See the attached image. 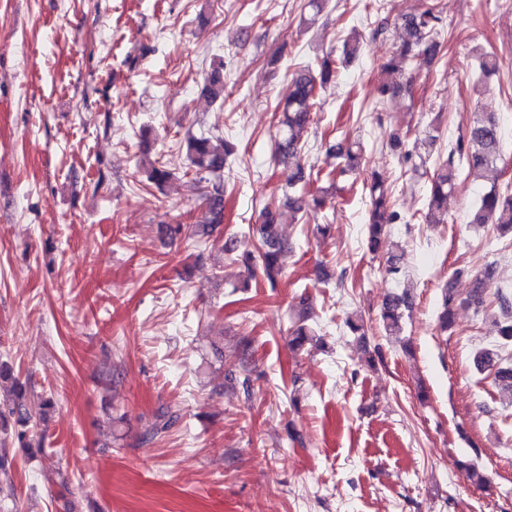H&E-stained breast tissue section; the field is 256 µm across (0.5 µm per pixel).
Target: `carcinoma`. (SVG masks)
Masks as SVG:
<instances>
[{
  "mask_svg": "<svg viewBox=\"0 0 512 512\" xmlns=\"http://www.w3.org/2000/svg\"><path fill=\"white\" fill-rule=\"evenodd\" d=\"M442 25L440 11L433 4L425 9L409 13L400 18V28L404 40L399 48L391 52L384 70L391 74L404 71L407 62L417 56H425L432 60L440 49L435 36ZM336 77V69L329 60H324L319 69L309 68L298 72L292 79L288 97L279 104L276 120L279 138L276 142V158L287 164L300 157L304 147L303 134L313 122L312 108L316 98L320 96L328 84ZM383 96L396 98L411 93V81H392L379 88ZM203 93L213 101L224 99V62H219L208 73L203 86ZM504 141V130L492 113H483L469 123L466 134L455 141L448 150L447 158L442 160L430 178V191L427 200V218L432 224L443 222L447 211L448 195L455 188L460 166L465 163L468 168L479 174L488 170L501 158ZM186 153L191 167L195 172L196 181L204 184V197L208 217L203 224V232L215 229L224 221V165L232 154V147L220 137L189 136L186 141ZM329 157L338 159L336 168L341 174L355 173L362 164V147L359 142L333 144L326 150ZM148 181L156 187H162L172 174L158 160L149 163ZM310 179L304 167L295 164L293 180L288 182V195L281 203L272 202L267 205L262 215V222L252 225V236L256 239L253 249L238 250L237 242L227 247V254L235 261L241 262L248 270L261 269L270 287H276L282 269L280 258L289 249L288 240L279 232L282 210H288V221L295 223L302 219L303 213L310 205H319L320 200L308 202L305 194ZM401 215L387 195L383 181L376 177L371 185L370 211L368 217L369 251L376 253L384 243L383 225L400 222ZM472 224H495L504 231L512 232V191L500 192L494 188L481 194L470 214ZM493 270L485 269L474 277L472 287L466 297L460 299L453 286L444 288L441 297L438 323L441 331L450 330L454 324L455 309L466 305L476 310L486 306L488 288L493 281ZM493 304L498 313L491 315L496 335L505 345L512 346V291L499 288L494 292ZM410 307V297L404 293L394 295L385 300L381 308V320L385 330L397 334L401 330L403 310ZM309 306H304L297 315V325L291 330L290 344L295 348L303 346L307 336L311 335L306 322L310 319ZM480 368H494L495 379L507 384L512 391V364L500 365L486 353L479 359ZM178 419V415L165 409L157 415V421L148 432L153 437L170 428Z\"/></svg>",
  "mask_w": 512,
  "mask_h": 512,
  "instance_id": "obj_1",
  "label": "carcinoma"
}]
</instances>
